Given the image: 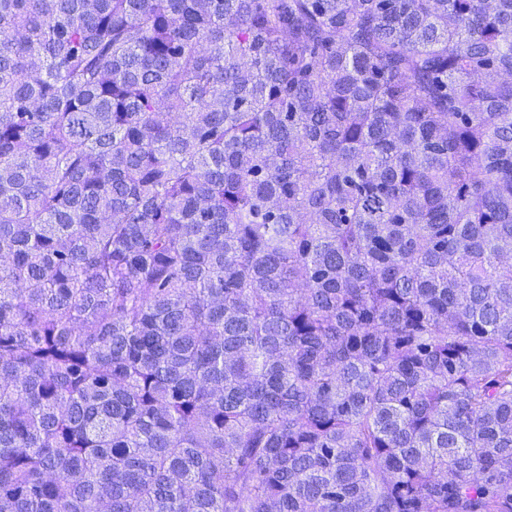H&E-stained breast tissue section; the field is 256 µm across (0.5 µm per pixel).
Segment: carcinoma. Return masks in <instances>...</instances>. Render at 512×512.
<instances>
[{
  "instance_id": "1",
  "label": "carcinoma",
  "mask_w": 512,
  "mask_h": 512,
  "mask_svg": "<svg viewBox=\"0 0 512 512\" xmlns=\"http://www.w3.org/2000/svg\"><path fill=\"white\" fill-rule=\"evenodd\" d=\"M512 0H0V512H512Z\"/></svg>"
}]
</instances>
